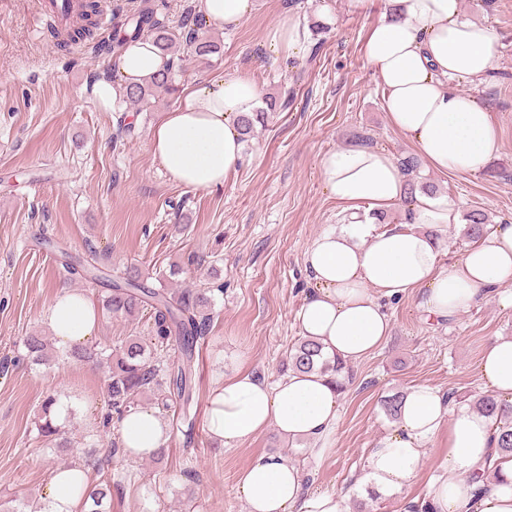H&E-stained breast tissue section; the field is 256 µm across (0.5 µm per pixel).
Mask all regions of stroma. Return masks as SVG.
I'll return each instance as SVG.
<instances>
[{"instance_id":"obj_1","label":"stroma","mask_w":512,"mask_h":512,"mask_svg":"<svg viewBox=\"0 0 512 512\" xmlns=\"http://www.w3.org/2000/svg\"><path fill=\"white\" fill-rule=\"evenodd\" d=\"M304 17L305 50L280 63L267 35L283 9ZM470 18L497 36L496 71L483 82L456 81L492 113L501 153L477 175L420 165L421 181L481 209L493 224L512 222V0H462ZM378 13L357 17L346 0H258L233 31L212 30L222 45L211 62L186 61L182 83L243 76L264 94L294 92L287 110L269 113L246 145L244 163L223 188L194 190L171 181L150 149L151 129L178 94L140 111L117 102L98 109L92 83L111 74V58L91 42L54 44L38 33L32 0H0V501L41 500L54 470L83 461L94 439L105 374L72 361L53 368L25 358L24 336L46 332L44 313L64 291L91 298L137 268L158 287L170 266H184L178 287L214 298L208 336L196 349V399L189 415L163 414V461L117 455L110 512H247L236 486L259 453L287 455L305 469L312 491L344 496L348 512H406L427 482L447 476L433 456L407 492L386 500L356 488L370 448L391 422L381 401L428 383L458 393L484 392L477 362L487 344L512 336V309L490 298L454 319H424L414 298L389 304L384 345L353 363L341 398L332 449L313 460L304 443L267 428L232 448L214 443L206 417L211 390L249 373L273 383L300 337L295 314L308 289L303 265L312 240L346 214L324 191L320 156L364 144L393 159L415 148L391 127L382 88L362 47ZM50 395L72 405L69 447L51 448L35 421Z\"/></svg>"}]
</instances>
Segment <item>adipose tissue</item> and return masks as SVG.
I'll use <instances>...</instances> for the list:
<instances>
[{
    "mask_svg": "<svg viewBox=\"0 0 512 512\" xmlns=\"http://www.w3.org/2000/svg\"><path fill=\"white\" fill-rule=\"evenodd\" d=\"M385 9L362 51L383 89V108L394 128L410 139L435 170L482 172L500 152L489 111L450 81H480L493 70L496 36L464 16L461 0H380ZM255 0H195L207 29L234 30L253 12ZM168 58L152 40L123 50L116 79L101 78L91 93L108 112L125 88L162 71ZM261 87L249 78L214 76L181 91L151 133L156 160L174 182L191 189L222 187L245 159L242 116L261 103ZM324 189L348 219L317 235L305 253L307 295L296 313L302 336L352 363L374 352L390 331L388 303L417 297L428 320L455 318L497 295L512 307V224H493L476 242L444 260L439 232L458 224L459 208L428 192L405 197L401 168L385 152L365 146L332 149L320 159ZM406 205V222L382 226L377 213ZM98 309L77 292L53 299L45 319L57 344L90 342ZM486 388L512 405V336L496 337L478 364ZM341 392L331 376L291 373L276 386L258 376L225 379L209 395L207 431L227 447L244 444L273 427L291 441L310 442L309 453L327 452L339 419ZM168 428L142 407L121 422L124 447L150 454L165 444ZM448 469L428 483L431 512H512V458L499 459L488 491L475 494L472 470L497 454L496 423L470 403L452 402L430 384L404 396L389 435L371 448L359 484L379 498L409 490L425 468L432 444ZM301 466L282 454L255 455L237 491L248 512H346L343 496L304 489ZM86 469L55 472L44 491L45 512H80L79 484Z\"/></svg>",
    "mask_w": 512,
    "mask_h": 512,
    "instance_id": "ef3b65f1",
    "label": "adipose tissue"
}]
</instances>
